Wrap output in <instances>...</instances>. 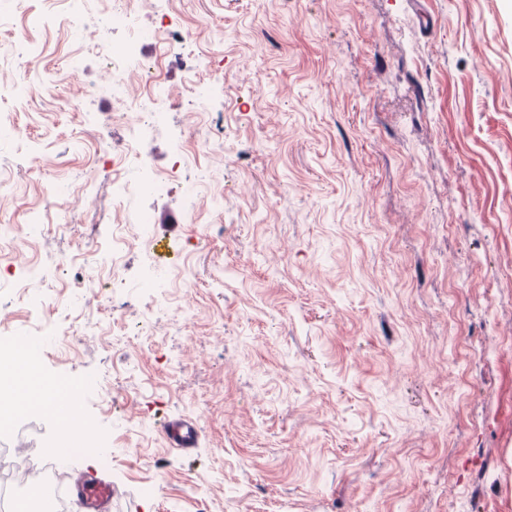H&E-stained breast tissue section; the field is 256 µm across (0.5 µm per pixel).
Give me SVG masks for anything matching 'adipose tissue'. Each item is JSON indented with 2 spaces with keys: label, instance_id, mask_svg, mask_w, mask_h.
<instances>
[{
  "label": "adipose tissue",
  "instance_id": "1",
  "mask_svg": "<svg viewBox=\"0 0 512 512\" xmlns=\"http://www.w3.org/2000/svg\"><path fill=\"white\" fill-rule=\"evenodd\" d=\"M37 356L23 349L21 356L0 364L14 378L11 402L0 401V411L9 414L44 412L54 419L74 415V395L67 383L45 381L37 372Z\"/></svg>",
  "mask_w": 512,
  "mask_h": 512
}]
</instances>
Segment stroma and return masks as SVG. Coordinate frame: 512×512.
I'll list each match as a JSON object with an SVG mask.
<instances>
[{"mask_svg": "<svg viewBox=\"0 0 512 512\" xmlns=\"http://www.w3.org/2000/svg\"><path fill=\"white\" fill-rule=\"evenodd\" d=\"M69 10L0 0V340L92 433L0 448L103 472L111 512H512V0H132L168 185L122 226ZM200 429L196 420L179 418L166 423L163 435L169 448L188 452L198 445Z\"/></svg>", "mask_w": 512, "mask_h": 512, "instance_id": "stroma-1", "label": "stroma"}]
</instances>
